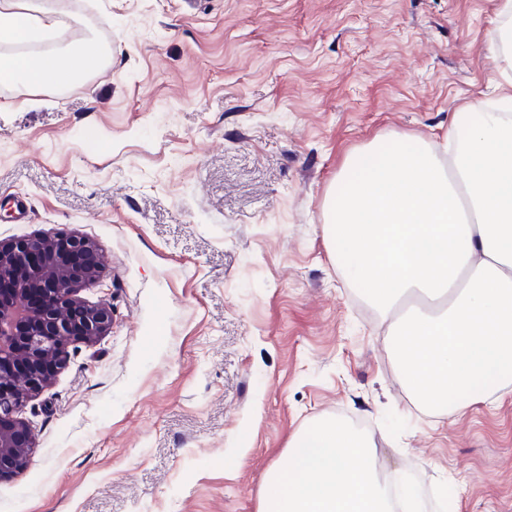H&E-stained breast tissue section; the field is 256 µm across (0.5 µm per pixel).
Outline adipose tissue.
I'll return each mask as SVG.
<instances>
[{
    "mask_svg": "<svg viewBox=\"0 0 512 512\" xmlns=\"http://www.w3.org/2000/svg\"><path fill=\"white\" fill-rule=\"evenodd\" d=\"M62 21L40 0H0V45L56 39ZM86 38L71 55H0V84L64 88L106 66ZM452 159L428 143L363 151L362 175L330 197L324 232L352 279L390 321L387 345L406 386L448 420L449 393L486 401L512 389V114L452 122Z\"/></svg>",
    "mask_w": 512,
    "mask_h": 512,
    "instance_id": "1",
    "label": "adipose tissue"
}]
</instances>
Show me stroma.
<instances>
[{
  "label": "stroma",
  "instance_id": "1",
  "mask_svg": "<svg viewBox=\"0 0 512 512\" xmlns=\"http://www.w3.org/2000/svg\"><path fill=\"white\" fill-rule=\"evenodd\" d=\"M59 49L110 64L62 90L0 86V240L90 238L72 343L27 403L35 446L0 512H258L266 473L326 417L414 474L432 512H512V393L422 406L388 324L322 231L348 159L512 95L498 0H52Z\"/></svg>",
  "mask_w": 512,
  "mask_h": 512
}]
</instances>
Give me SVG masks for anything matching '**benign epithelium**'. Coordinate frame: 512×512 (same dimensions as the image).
<instances>
[{"mask_svg": "<svg viewBox=\"0 0 512 512\" xmlns=\"http://www.w3.org/2000/svg\"><path fill=\"white\" fill-rule=\"evenodd\" d=\"M101 255L87 237L46 232L0 241V478L23 470L34 447L21 408L61 370L75 341L94 344L112 328V306L81 292L99 283Z\"/></svg>", "mask_w": 512, "mask_h": 512, "instance_id": "7a95c632", "label": "benign epithelium"}]
</instances>
